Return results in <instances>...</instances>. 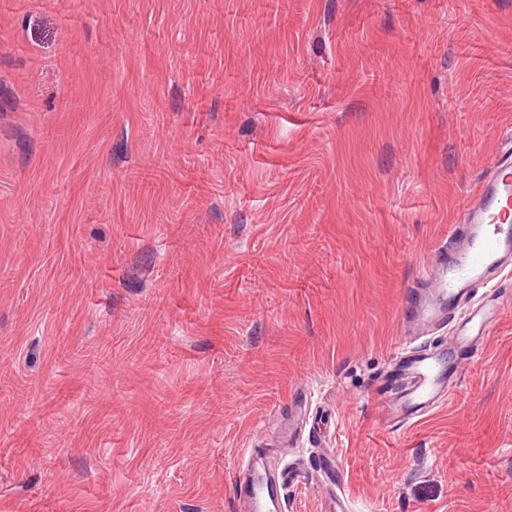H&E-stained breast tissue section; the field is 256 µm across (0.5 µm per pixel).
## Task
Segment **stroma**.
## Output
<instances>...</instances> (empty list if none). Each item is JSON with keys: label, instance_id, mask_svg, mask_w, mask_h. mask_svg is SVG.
Here are the masks:
<instances>
[{"label": "stroma", "instance_id": "obj_1", "mask_svg": "<svg viewBox=\"0 0 512 512\" xmlns=\"http://www.w3.org/2000/svg\"><path fill=\"white\" fill-rule=\"evenodd\" d=\"M512 134V0H0V512H512V272L447 402L376 381ZM314 405L297 444L278 421ZM260 469L261 463L250 457L248 464L234 475L233 482L239 489L240 500L243 498L244 512L285 511L283 490L303 477L301 471L283 468L275 479H271L265 472L261 473Z\"/></svg>", "mask_w": 512, "mask_h": 512}]
</instances>
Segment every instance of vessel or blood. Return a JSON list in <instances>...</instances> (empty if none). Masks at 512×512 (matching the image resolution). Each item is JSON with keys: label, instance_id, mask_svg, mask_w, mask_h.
Returning <instances> with one entry per match:
<instances>
[{"label": "vessel or blood", "instance_id": "b4317fda", "mask_svg": "<svg viewBox=\"0 0 512 512\" xmlns=\"http://www.w3.org/2000/svg\"><path fill=\"white\" fill-rule=\"evenodd\" d=\"M460 218L461 246L449 252L437 250L423 267L426 301L411 324L417 336L448 326L455 349L463 352L483 344L501 314L495 298L471 303L467 297L474 285H489L512 266V156L492 163ZM393 361L392 378L375 388L388 421L420 420L450 394L455 372L442 349L405 346ZM300 477L299 469L284 468L276 478H269L260 462L252 459L235 473L233 482L245 512H284V491Z\"/></svg>", "mask_w": 512, "mask_h": 512}]
</instances>
